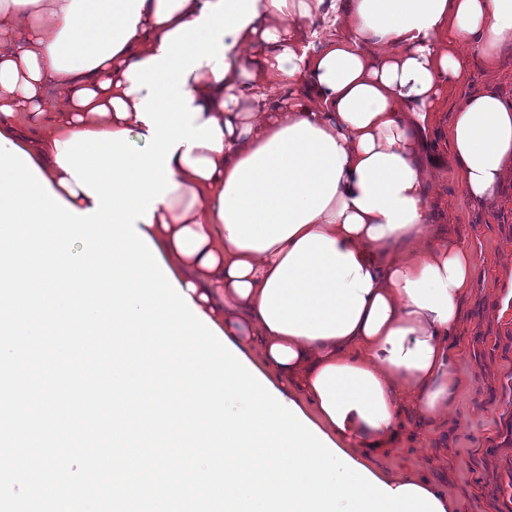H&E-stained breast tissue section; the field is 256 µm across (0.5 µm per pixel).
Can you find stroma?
<instances>
[{
  "label": "stroma",
  "instance_id": "stroma-1",
  "mask_svg": "<svg viewBox=\"0 0 512 512\" xmlns=\"http://www.w3.org/2000/svg\"><path fill=\"white\" fill-rule=\"evenodd\" d=\"M512 99V48L499 69L474 63L466 85ZM450 113L432 134L438 163L427 171L433 226L474 253L477 275L451 342L462 384L447 409L428 419L406 409L403 435L377 460L393 477L430 483L456 512H512V182L494 206L472 203L447 163Z\"/></svg>",
  "mask_w": 512,
  "mask_h": 512
}]
</instances>
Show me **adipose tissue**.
<instances>
[{"instance_id":"ef3b65f1","label":"adipose tissue","mask_w":512,"mask_h":512,"mask_svg":"<svg viewBox=\"0 0 512 512\" xmlns=\"http://www.w3.org/2000/svg\"><path fill=\"white\" fill-rule=\"evenodd\" d=\"M217 2L0 0V135L61 199L93 208L57 154L79 132L144 137L135 106L146 93L130 65ZM255 10L223 38V78L208 64L186 77L221 150L176 149L177 188L139 229L197 309L370 469L403 408L437 415L459 385L448 342L476 259L458 241L416 249L432 222L425 135L469 57L492 69L512 44V0H255ZM318 21L333 31L320 43ZM274 84L287 95L272 96ZM449 149L467 197L492 205L512 178V100L491 89L458 100ZM196 159L214 162L212 176L194 172Z\"/></svg>"}]
</instances>
